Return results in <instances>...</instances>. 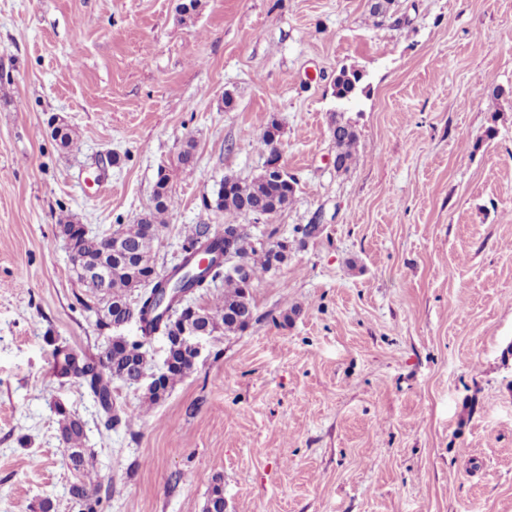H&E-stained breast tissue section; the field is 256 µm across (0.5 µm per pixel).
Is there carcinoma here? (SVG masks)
Wrapping results in <instances>:
<instances>
[{
	"label": "carcinoma",
	"mask_w": 512,
	"mask_h": 512,
	"mask_svg": "<svg viewBox=\"0 0 512 512\" xmlns=\"http://www.w3.org/2000/svg\"><path fill=\"white\" fill-rule=\"evenodd\" d=\"M362 75L341 69L333 81V96L337 109L332 113L329 133L336 149V171H348L355 159L358 141L356 127L345 118V110L352 107L361 91ZM173 172L162 169L155 185L151 205L140 222L161 228L167 224V216L173 204L171 182ZM295 194V183L275 182L260 174L243 187L226 191L219 189L211 200V206L234 218L255 212H272L284 209ZM85 253L99 267L108 271L107 281L93 278L82 282L90 303L84 304L86 311L95 316L100 330L111 329L112 315L122 310L138 324L140 336L127 340H109L107 347L96 357L82 358L68 345L54 336H46L52 347L53 375L71 381L85 389L103 411V428L106 433L123 428L131 431L132 418L122 410L114 409L111 399L112 372L127 374L126 384L134 385L141 374L150 369L146 343L156 335H167L166 315L177 309L182 300L192 294L223 285L224 292L215 296L207 309H200L197 327L213 333L217 322L224 324V331L236 332L246 329L253 320V304L250 288L272 268L287 258L286 245L263 243L245 224H226L221 230L210 233L209 226L197 224L186 229L181 260L163 273L161 280L145 289L136 302L128 300L133 284L126 275L117 272L120 264L137 266L151 260L152 243L144 240L135 231L134 225L125 228L121 251L106 252L107 245L98 235H87L83 239ZM210 255L205 268L197 265L196 255ZM221 316V320L214 316ZM169 367L164 382L145 390L148 405L161 400L169 388L182 379L193 368L194 362L175 342L167 343ZM59 437L74 467L83 473V479L69 487L71 498L83 502L84 512H98L101 500L98 497L99 473L95 470L91 455L84 448V424L62 404L55 405ZM224 493L220 484L213 485L204 506V512H224Z\"/></svg>",
	"instance_id": "1"
}]
</instances>
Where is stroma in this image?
Instances as JSON below:
<instances>
[{
  "mask_svg": "<svg viewBox=\"0 0 512 512\" xmlns=\"http://www.w3.org/2000/svg\"><path fill=\"white\" fill-rule=\"evenodd\" d=\"M0 0V512H80L55 403L85 424L100 512H512V0ZM364 91L337 172L340 69ZM280 128L289 206L249 225L288 242L164 400L116 381L131 432L51 371L47 336L96 355L59 216L134 224L160 169L165 271L192 224L222 228ZM78 146L60 147L56 123ZM194 142L188 166L177 161ZM318 225L305 244L297 225Z\"/></svg>",
  "mask_w": 512,
  "mask_h": 512,
  "instance_id": "1",
  "label": "stroma"
}]
</instances>
